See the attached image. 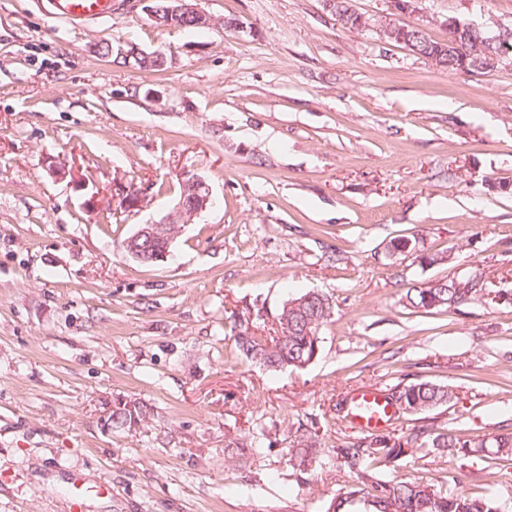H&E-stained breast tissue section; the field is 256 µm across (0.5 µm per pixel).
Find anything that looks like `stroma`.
Returning <instances> with one entry per match:
<instances>
[{
  "instance_id": "stroma-1",
  "label": "stroma",
  "mask_w": 512,
  "mask_h": 512,
  "mask_svg": "<svg viewBox=\"0 0 512 512\" xmlns=\"http://www.w3.org/2000/svg\"><path fill=\"white\" fill-rule=\"evenodd\" d=\"M195 3L209 30L156 25L144 0L79 24L51 0H0V512H70L75 477L100 489L84 512H324L352 474L296 470L289 450L301 427L327 454L363 440L344 404L365 387H453L448 405L393 420L396 437L512 432V304L401 302L474 272L512 290V60L449 72L376 26L394 15L437 41L451 16L512 29V0L399 16L352 0L359 30L324 0ZM100 41L164 52L166 68L95 55ZM186 170L214 205L166 262L133 261L121 241L175 204ZM132 188L145 203L128 212ZM400 236L415 253L389 252ZM312 289L335 300L312 364L271 372L238 351L240 322L263 335ZM121 399L148 425L110 431ZM258 431L260 453L228 448ZM372 468L512 499L511 456Z\"/></svg>"
}]
</instances>
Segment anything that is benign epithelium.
Instances as JSON below:
<instances>
[{
  "label": "benign epithelium",
  "mask_w": 512,
  "mask_h": 512,
  "mask_svg": "<svg viewBox=\"0 0 512 512\" xmlns=\"http://www.w3.org/2000/svg\"><path fill=\"white\" fill-rule=\"evenodd\" d=\"M148 15L156 24L165 26L179 19L197 17L200 21H210V17L194 4V0H165L162 6L154 5L156 0H149ZM448 27V41L440 43V49L448 54L460 53L464 50L469 36L473 32L483 29V26L468 23L461 25L457 19L450 17L446 21ZM499 47L494 52H487L477 60L474 68L480 71H491L504 60L512 57V32L505 30L497 36ZM181 184L191 189L193 197L190 205L184 202L175 204L160 220L149 224H140L133 235L124 242L125 253L136 261L142 259V251L149 247L154 240L170 226L189 224L194 218L207 211L214 203L212 189L209 183L201 176L186 171L181 178Z\"/></svg>",
  "instance_id": "1"
}]
</instances>
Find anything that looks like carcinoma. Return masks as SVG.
<instances>
[{"label": "carcinoma", "instance_id": "1", "mask_svg": "<svg viewBox=\"0 0 512 512\" xmlns=\"http://www.w3.org/2000/svg\"><path fill=\"white\" fill-rule=\"evenodd\" d=\"M407 34L413 45L436 66L450 72L458 71L459 57L435 55L438 42L428 44L417 36L412 26ZM497 33L483 29L472 35L467 49L493 51ZM490 293L482 276L471 274L461 278L437 280L424 287L406 289L403 305L425 313L440 311L470 302L486 300ZM331 319V310L324 307L316 291L288 297L276 315V336L268 340L250 332L245 326L235 336L238 350L249 361L269 371L303 369L313 362L319 352V333ZM454 390L443 384L420 381L403 386L395 385L387 394L389 402L399 403L405 415H420L450 403ZM150 419L147 407L137 401L114 404L111 429L125 433L145 425ZM490 448L496 456L512 455V433L499 434L490 441L474 440L461 433H433L419 430L406 442L388 435L377 434L367 441H358L335 450L336 459L355 475L356 480L340 489L331 499L332 512H356L363 505L365 512H508L507 505L495 494L474 497L462 490L444 492L431 484L415 481H387L376 476L368 460L380 456L398 460L409 454L426 457L435 449L456 451L464 456L474 448Z\"/></svg>", "mask_w": 512, "mask_h": 512}]
</instances>
